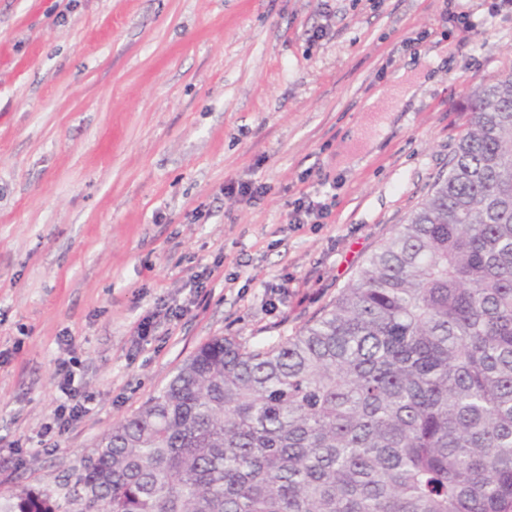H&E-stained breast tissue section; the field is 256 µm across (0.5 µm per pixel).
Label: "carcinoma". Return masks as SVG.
Segmentation results:
<instances>
[{
    "label": "carcinoma",
    "mask_w": 512,
    "mask_h": 512,
    "mask_svg": "<svg viewBox=\"0 0 512 512\" xmlns=\"http://www.w3.org/2000/svg\"><path fill=\"white\" fill-rule=\"evenodd\" d=\"M320 316L213 336L55 489L0 512H512V75Z\"/></svg>",
    "instance_id": "cac0c4a2"
}]
</instances>
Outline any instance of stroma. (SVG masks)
I'll list each match as a JSON object with an SVG mask.
<instances>
[{
    "instance_id": "1",
    "label": "stroma",
    "mask_w": 512,
    "mask_h": 512,
    "mask_svg": "<svg viewBox=\"0 0 512 512\" xmlns=\"http://www.w3.org/2000/svg\"><path fill=\"white\" fill-rule=\"evenodd\" d=\"M510 73L504 0H0V491L55 487L210 337L314 320ZM69 359L86 410L47 435ZM327 205L321 201H315L311 197L307 201L298 204L292 213L291 222L294 224H309L310 219L322 217Z\"/></svg>"
}]
</instances>
